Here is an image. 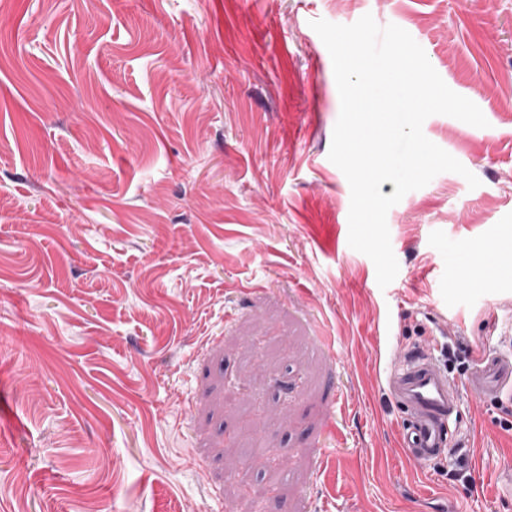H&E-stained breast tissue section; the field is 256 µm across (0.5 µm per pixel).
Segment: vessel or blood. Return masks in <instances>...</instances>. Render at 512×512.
<instances>
[{
	"label": "vessel or blood",
	"mask_w": 512,
	"mask_h": 512,
	"mask_svg": "<svg viewBox=\"0 0 512 512\" xmlns=\"http://www.w3.org/2000/svg\"><path fill=\"white\" fill-rule=\"evenodd\" d=\"M471 394L497 401L512 393V352H483L468 378ZM388 387L392 398L410 410L412 420L400 433L399 446L407 457L425 463L441 457L447 446V426L462 396L430 351L399 353L393 361Z\"/></svg>",
	"instance_id": "obj_1"
}]
</instances>
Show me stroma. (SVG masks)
I'll return each mask as SVG.
<instances>
[{
	"instance_id": "stroma-1",
	"label": "stroma",
	"mask_w": 512,
	"mask_h": 512,
	"mask_svg": "<svg viewBox=\"0 0 512 512\" xmlns=\"http://www.w3.org/2000/svg\"><path fill=\"white\" fill-rule=\"evenodd\" d=\"M372 15L488 121L387 215L379 287L328 158L311 21ZM512 0H8L0 9V512H512V400L399 446L390 347L512 329ZM258 449L255 457L246 456ZM462 468L461 478L448 472Z\"/></svg>"
}]
</instances>
